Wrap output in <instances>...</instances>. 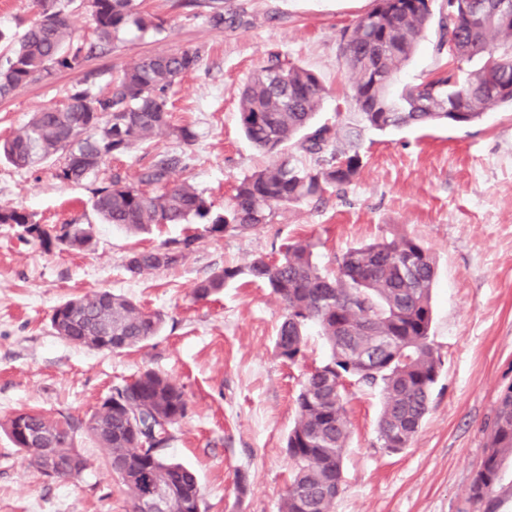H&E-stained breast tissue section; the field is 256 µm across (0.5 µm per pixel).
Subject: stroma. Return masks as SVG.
<instances>
[{"mask_svg":"<svg viewBox=\"0 0 512 512\" xmlns=\"http://www.w3.org/2000/svg\"><path fill=\"white\" fill-rule=\"evenodd\" d=\"M161 21L153 36L128 30L73 70L0 98V140L34 112L62 102L73 87L105 89L139 58L187 48L202 52L197 69L171 94L170 122L193 127V145L173 139L115 156L96 178L60 180L54 162L18 169L0 158V207H19L51 227L90 225V251L44 250L20 228L0 224V421L20 410H46L86 420L112 387L153 369L184 387L188 415L172 429L164 454L197 475L202 512H279L291 470L286 439L305 373L328 347L308 330L304 358H279L274 344L285 314L264 286L240 278L217 298L198 302L195 284L212 272L243 267L287 243L312 240L327 273L346 250L403 236L433 255L431 338L440 356L429 412L407 448H381L378 390L350 387L351 436L343 459L344 491L335 512H463L485 454L484 428L499 394L512 385V109L497 107L468 126H406L364 131L361 167L341 191H327L277 210L269 225L215 236L205 225L165 224L133 234L100 223L92 190L113 174L138 182L156 154L186 150L187 169L171 179L191 184L223 213L237 184L273 161L244 137L243 85L269 56L314 72L326 92L317 123L336 125L351 109L352 81L340 55L344 30L374 0H136ZM236 16L221 28L212 11ZM435 30L421 38L395 78L415 85L442 66ZM192 232L199 246L181 264L137 276L135 252ZM107 289L166 315L163 331L123 352H98L56 334L53 308L62 300ZM89 460L79 478L55 480L29 466L0 430V512H130L129 499L85 437Z\"/></svg>","mask_w":512,"mask_h":512,"instance_id":"stroma-1","label":"stroma"}]
</instances>
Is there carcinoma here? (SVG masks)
Listing matches in <instances>:
<instances>
[{"instance_id":"cac0c4a2","label":"carcinoma","mask_w":512,"mask_h":512,"mask_svg":"<svg viewBox=\"0 0 512 512\" xmlns=\"http://www.w3.org/2000/svg\"><path fill=\"white\" fill-rule=\"evenodd\" d=\"M448 13L434 20L431 0H376L375 7L341 36V53L353 80L352 106L339 129L318 125L324 87L313 72L275 55L245 83L240 94V123L260 151L276 154L271 166L244 177L224 214L208 222V232L244 233L271 222L279 208L321 196L329 187L350 184L360 167L358 141L365 129L385 132L436 122L468 125L491 109L512 106V19L490 10L473 15L470 0H446ZM40 19L0 55V98L56 71L76 69L97 47L109 44L130 26L159 32L161 25L140 14L135 0H89L94 40L73 36L59 0H38ZM437 23L435 49L446 66L429 79L396 91L394 78L414 54L421 37ZM486 60L465 69L476 58ZM198 49H183L139 59L93 93L73 88L61 107L34 113L0 143V157L18 169L39 161L58 163L57 177L80 182L97 176L112 157L139 145L167 139L192 143L195 132L169 121V90L201 61ZM314 161L291 160L287 144ZM176 152L158 154L139 184L120 175L94 191L92 207L101 221L129 231L152 225L187 224L205 219L211 206L190 184L170 182L184 165ZM153 190H148V187ZM0 224H14L49 250L66 245L87 250L93 237L83 224L48 230L17 207H0ZM199 237L187 234L157 250L132 254L127 271L175 266L196 251ZM316 244L288 245L278 259L257 256L244 268H224L196 283L193 298L204 301L244 276L270 289L286 315L275 339L276 354L294 362L304 355L306 333L318 328L328 359L309 373L296 399L297 418L286 448L293 461L291 482L280 512H334L343 486V457L349 437L345 382L376 388L381 394L378 440L399 451L409 445L429 411L441 362L430 339L431 294L436 262L415 240L401 237L351 248L336 259V272H323L314 259ZM164 314L146 311L134 300L109 290L66 299L53 308L58 336L92 351L137 347L163 329ZM511 410H496L488 428L497 429L491 455L473 477L465 512H498L503 463L512 460V385L502 391ZM188 411L183 387L147 369L112 387L84 423L86 434L105 451V462L120 479L137 509L151 490L162 487L175 502L191 503L178 512H196L202 493L195 473L167 459L162 448L170 433L157 431L152 448H143L133 427L151 430L165 419L174 426ZM78 426L41 412L18 411L8 421L12 443L29 464L47 449L60 461L83 458L75 447Z\"/></svg>"}]
</instances>
